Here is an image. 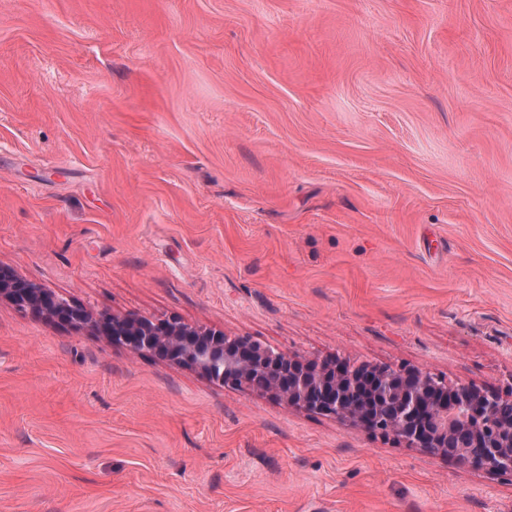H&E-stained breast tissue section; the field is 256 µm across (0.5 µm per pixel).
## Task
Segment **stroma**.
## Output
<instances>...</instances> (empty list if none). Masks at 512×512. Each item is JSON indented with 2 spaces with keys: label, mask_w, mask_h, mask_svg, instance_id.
I'll return each mask as SVG.
<instances>
[{
  "label": "stroma",
  "mask_w": 512,
  "mask_h": 512,
  "mask_svg": "<svg viewBox=\"0 0 512 512\" xmlns=\"http://www.w3.org/2000/svg\"><path fill=\"white\" fill-rule=\"evenodd\" d=\"M0 265L512 398V0H0ZM0 512H512V477L0 299Z\"/></svg>",
  "instance_id": "obj_1"
}]
</instances>
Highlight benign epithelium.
I'll return each mask as SVG.
<instances>
[{"label":"benign epithelium","instance_id":"benign-epithelium-1","mask_svg":"<svg viewBox=\"0 0 512 512\" xmlns=\"http://www.w3.org/2000/svg\"><path fill=\"white\" fill-rule=\"evenodd\" d=\"M74 326L100 328L134 354L154 353L225 385H246L289 406L331 415L445 458L512 474L508 401L474 386H450L418 368L303 363L243 337L178 322L94 319L47 288L0 267V298Z\"/></svg>","mask_w":512,"mask_h":512}]
</instances>
